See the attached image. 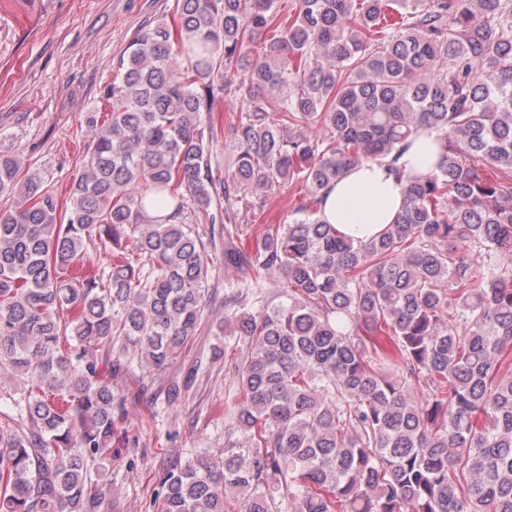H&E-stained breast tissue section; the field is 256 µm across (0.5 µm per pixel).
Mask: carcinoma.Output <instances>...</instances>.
<instances>
[{
  "label": "carcinoma",
  "instance_id": "cac0c4a2",
  "mask_svg": "<svg viewBox=\"0 0 512 512\" xmlns=\"http://www.w3.org/2000/svg\"><path fill=\"white\" fill-rule=\"evenodd\" d=\"M298 2L174 0L83 113L67 198L0 154L17 199L0 372L23 380L0 419V512L98 506L91 465L130 446L112 374L192 339L221 237L242 346L224 450L166 469L163 512H512V0ZM218 98L246 108L224 126ZM425 130L439 161L405 177L394 223L355 241L320 218L349 167L394 165ZM293 184L296 218L243 242L240 213ZM73 341L120 347L109 375Z\"/></svg>",
  "mask_w": 512,
  "mask_h": 512
}]
</instances>
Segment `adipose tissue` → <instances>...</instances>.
<instances>
[{
  "mask_svg": "<svg viewBox=\"0 0 512 512\" xmlns=\"http://www.w3.org/2000/svg\"><path fill=\"white\" fill-rule=\"evenodd\" d=\"M438 158V134L425 131L412 140L398 168L379 161L349 168L327 189L322 219L357 240L377 236L400 212L405 175L429 172Z\"/></svg>",
  "mask_w": 512,
  "mask_h": 512,
  "instance_id": "1",
  "label": "adipose tissue"
}]
</instances>
